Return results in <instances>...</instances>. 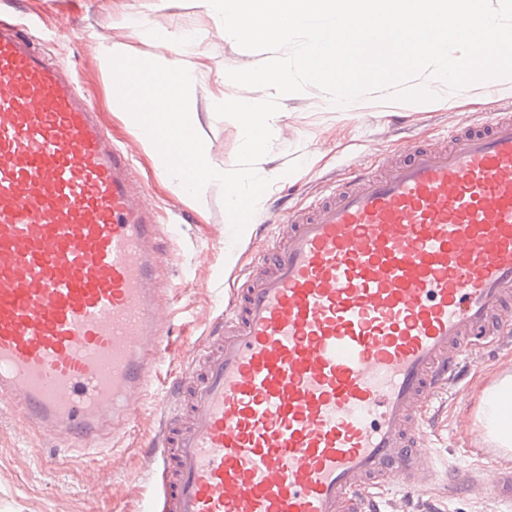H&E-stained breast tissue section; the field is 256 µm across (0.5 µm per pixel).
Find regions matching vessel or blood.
<instances>
[{
  "instance_id": "1",
  "label": "vessel or blood",
  "mask_w": 512,
  "mask_h": 512,
  "mask_svg": "<svg viewBox=\"0 0 512 512\" xmlns=\"http://www.w3.org/2000/svg\"><path fill=\"white\" fill-rule=\"evenodd\" d=\"M286 210L148 443L161 512H381L422 416L512 335V107ZM157 213L75 80L0 18V407L106 448L169 348ZM488 490L512 503V470Z\"/></svg>"
}]
</instances>
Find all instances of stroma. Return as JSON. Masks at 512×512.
<instances>
[{
  "label": "stroma",
  "mask_w": 512,
  "mask_h": 512,
  "mask_svg": "<svg viewBox=\"0 0 512 512\" xmlns=\"http://www.w3.org/2000/svg\"><path fill=\"white\" fill-rule=\"evenodd\" d=\"M0 17L24 25L46 58L73 75L107 132L132 148L136 174L166 235L161 277L178 311L170 325L171 352L140 400L132 427L116 439L108 468H100L93 454L65 451L28 430L17 410L0 411V512H150L157 507L161 475L149 465L144 445L161 426L163 378L190 362L194 344L211 331L241 271L269 244L270 223L279 210L327 193L332 180L348 177L354 158L375 163L380 156L401 154L409 141L442 138L470 114L512 106V77L500 79L491 99L477 83L447 91L428 72L414 83L435 92L433 101L397 102L391 87L369 91L343 109L333 108L313 87L285 96L281 130L257 165L270 185L233 243L224 238L221 185L212 184L203 202L194 204L169 187L155 157L143 151L125 113L112 103V79L100 67V45L121 43L130 56L151 60L167 49L150 30L197 35L190 57L199 84L192 105L195 129L212 159L228 172L237 165L243 132L235 120L218 117L214 104L218 96L234 99L250 90L222 81L221 75L256 66L268 53L244 50L225 38L206 0H0ZM510 374L511 344L478 351L468 391L441 396L424 416L434 479L410 500L398 488H386L379 499L382 512H512V505L485 491L492 467L512 456L488 443L476 422L484 389ZM452 464L468 475L473 491L449 497L445 475Z\"/></svg>",
  "instance_id": "1"
}]
</instances>
